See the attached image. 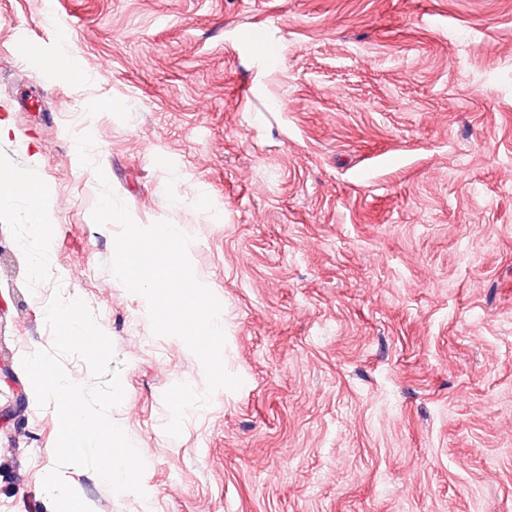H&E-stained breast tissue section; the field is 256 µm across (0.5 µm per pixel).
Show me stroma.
<instances>
[{
    "label": "stroma",
    "mask_w": 512,
    "mask_h": 512,
    "mask_svg": "<svg viewBox=\"0 0 512 512\" xmlns=\"http://www.w3.org/2000/svg\"><path fill=\"white\" fill-rule=\"evenodd\" d=\"M0 0V152L50 189L44 301L0 224V409L51 350L53 281L112 340V419L145 497L94 512H512V0ZM267 29L271 58L246 33ZM41 48L17 56L15 37ZM66 38L92 73L49 61ZM117 100L133 112L112 109ZM91 133L94 166L76 138ZM134 221L191 236L239 390L206 389L107 270L96 169ZM54 407L0 423V512H54Z\"/></svg>",
    "instance_id": "stroma-1"
}]
</instances>
